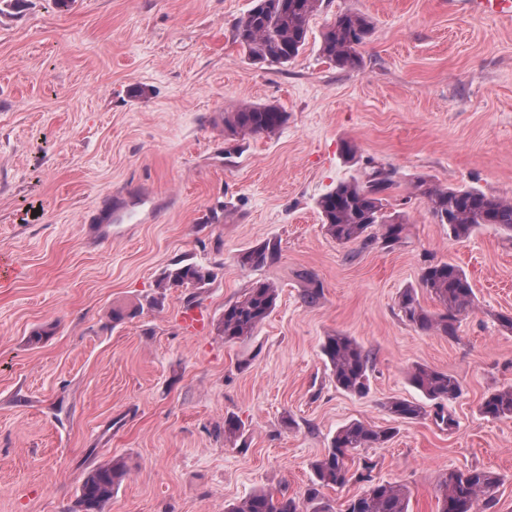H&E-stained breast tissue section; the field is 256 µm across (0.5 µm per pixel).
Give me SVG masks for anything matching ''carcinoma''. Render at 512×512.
Wrapping results in <instances>:
<instances>
[{"mask_svg":"<svg viewBox=\"0 0 512 512\" xmlns=\"http://www.w3.org/2000/svg\"><path fill=\"white\" fill-rule=\"evenodd\" d=\"M323 0H255L254 6L234 28V40L258 65H285L296 59L308 41L309 22ZM373 34L371 20L354 11L337 13L327 24L319 47L323 58L340 69H356L362 63L358 48ZM224 136L245 139L251 135H274L288 121V113L275 105L239 103L224 111ZM396 186L394 173L373 171L366 181L342 180L317 200L321 222L327 235L341 244L359 242L369 246L377 241L386 246L405 238L404 215L386 210L384 195ZM416 195L425 199L430 212L440 224L448 225L451 237L461 240L477 228L492 224L512 237V199L476 187H442L425 178L414 183ZM277 257L271 243L251 247L237 257L242 267H263ZM215 278L213 269L198 263L175 264L159 279L162 289L150 304L158 306L169 290L201 289ZM422 287L440 306L436 312L425 309L412 288L398 298L402 316L424 333L453 338L460 317L476 306L472 285L464 272L450 262L430 261L422 267ZM278 298L277 287L257 282L236 301L224 305L217 330L226 341L247 337L268 316ZM336 389L354 396H364L370 387L372 357L355 339L342 333L326 336L321 345ZM411 384L433 402L434 415L445 421V403L461 392L459 382L446 372L425 365L409 371ZM394 419L411 422L427 414L425 404L408 399H394L385 404ZM480 412L493 419L512 418V387L487 395ZM395 435L393 428H378L361 421L341 427L322 456L312 465L313 479L303 498L259 491L241 502L227 506L224 512H335L324 501L323 490L340 487L355 480L368 489L347 501L344 512H407L405 486L374 482L375 465L363 461L351 471L353 454L361 448H381ZM128 475L125 463L113 459L91 470L84 478L73 512H108L116 486ZM499 479L493 473L472 468L450 470L437 484L438 512H483L493 507Z\"/></svg>","mask_w":512,"mask_h":512,"instance_id":"cac0c4a2","label":"carcinoma"}]
</instances>
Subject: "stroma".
Wrapping results in <instances>:
<instances>
[{"label": "stroma", "instance_id": "stroma-1", "mask_svg": "<svg viewBox=\"0 0 512 512\" xmlns=\"http://www.w3.org/2000/svg\"><path fill=\"white\" fill-rule=\"evenodd\" d=\"M252 0H23L0 16V512H72L85 476L120 458L130 473L110 512H224L266 489L302 496L311 465L343 425L395 427L365 449L377 481L405 485L408 512H437L451 469L501 479L491 512H512V419L480 412L512 386V237L486 224L462 241L437 223L413 182L512 198V18L452 11L448 0H324L308 43L283 66L254 65L235 42ZM367 15L362 64L319 52L338 12ZM274 104L273 137H224L226 108ZM357 146L346 159L343 143ZM395 173L390 210L402 244L341 245L316 201L343 179ZM147 187L153 219L109 224L91 245V215ZM274 242L278 259L237 263ZM209 266L201 329L181 315L188 290L147 307L178 261ZM467 275L476 309L456 339L402 319L424 261ZM322 297L305 303L310 280ZM259 281L276 305L251 336L225 341V304ZM135 317L109 325L113 308ZM39 347L26 338L44 325ZM372 354L366 396L336 389L328 334ZM455 377L452 425L397 422L393 399L421 400L408 371ZM238 418L237 441L224 420Z\"/></svg>", "mask_w": 512, "mask_h": 512}]
</instances>
